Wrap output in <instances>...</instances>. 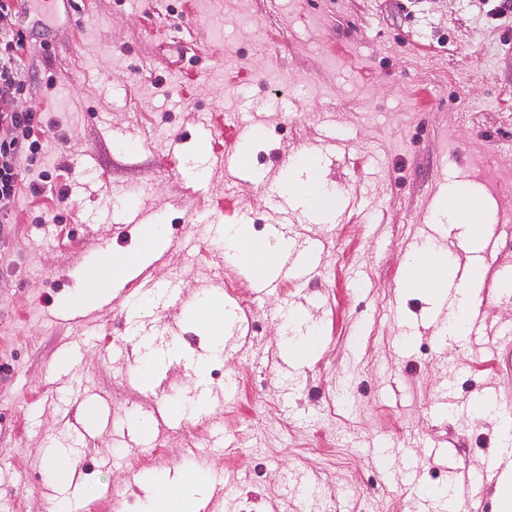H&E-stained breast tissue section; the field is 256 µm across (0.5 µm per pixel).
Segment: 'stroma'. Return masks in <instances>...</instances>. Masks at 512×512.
<instances>
[{
    "label": "stroma",
    "instance_id": "35a3bbf8",
    "mask_svg": "<svg viewBox=\"0 0 512 512\" xmlns=\"http://www.w3.org/2000/svg\"><path fill=\"white\" fill-rule=\"evenodd\" d=\"M31 50L20 67L19 109L44 113L40 160L23 172L0 222V512H49L47 488L65 486L57 455L77 459L84 512H146L152 497L128 473L164 475L189 465L215 432L223 453L209 468L238 476L221 512H418L402 469L383 480L369 448H402L421 480L474 472L498 448V424L474 412L439 413L493 388L512 408V298L490 289L483 317L504 329L495 350L425 332L401 352V321L428 298L405 291L410 250L452 184L495 211H512V186L486 171L512 153V28L472 0H27L12 18ZM251 175L221 157L239 123ZM212 126L210 149L198 146ZM340 141L318 174L350 201L330 223L299 212L297 243L325 244L320 270L257 295L197 218L247 222L265 235L271 197L289 160ZM45 191L32 197L27 185ZM133 207L165 225L171 242L154 265L157 285L187 297L221 292L237 303L224 352L207 358L186 308L149 307L131 317L127 298L69 315L64 296L107 247L130 245ZM299 311L319 329L308 361L286 360L282 315ZM177 346L160 388L129 380L140 337ZM73 349L77 368L52 370ZM203 360L198 385L195 360ZM103 395L106 418L73 435L72 393ZM180 413L179 425L165 415ZM147 418L153 448L113 440L112 425ZM444 459L430 457L434 446ZM308 479L319 497L297 492Z\"/></svg>",
    "mask_w": 512,
    "mask_h": 512
}]
</instances>
